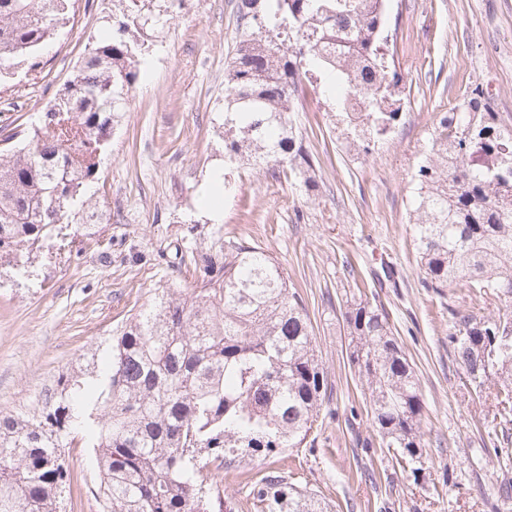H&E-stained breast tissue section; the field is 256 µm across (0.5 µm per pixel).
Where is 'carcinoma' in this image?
<instances>
[{"instance_id":"cac0c4a2","label":"carcinoma","mask_w":512,"mask_h":512,"mask_svg":"<svg viewBox=\"0 0 512 512\" xmlns=\"http://www.w3.org/2000/svg\"><path fill=\"white\" fill-rule=\"evenodd\" d=\"M152 15L123 0L112 35L88 49L37 126L0 127V269L28 273L55 239L72 246L73 218L96 235L99 202L86 193L137 76L148 21L176 17L174 0ZM77 0H0V84L75 15ZM236 49L225 71L224 158L288 167L309 192L314 161L292 123L306 86L333 106L347 147L369 152L399 122L402 76L390 50L387 0H237ZM484 155V162L471 155ZM412 209L423 283L448 306V344L464 379L512 421V128L476 84L439 118L418 164ZM194 287L155 289L112 331L104 353L58 374L41 403L0 414V512H59L71 487L66 449L91 448L107 512H214L211 468L301 447L324 406L326 374L304 300L260 246L224 239L176 247ZM349 364L365 382L367 413L391 461L421 471L424 402L385 309L346 301ZM207 449L206 456L198 450ZM258 512H327L317 494L279 470L250 479Z\"/></svg>"}]
</instances>
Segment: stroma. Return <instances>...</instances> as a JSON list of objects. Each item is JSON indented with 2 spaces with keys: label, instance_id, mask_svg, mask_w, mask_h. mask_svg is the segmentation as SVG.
Wrapping results in <instances>:
<instances>
[{
  "label": "stroma",
  "instance_id": "stroma-1",
  "mask_svg": "<svg viewBox=\"0 0 512 512\" xmlns=\"http://www.w3.org/2000/svg\"><path fill=\"white\" fill-rule=\"evenodd\" d=\"M389 10L398 18L393 47L409 95L402 121L370 154L356 155L330 103L306 90L296 123L318 161L311 193L253 162L224 160L235 0H185L175 21L149 30L127 112L91 185L109 256L81 237L71 251L38 253L31 275L0 276V412L32 410L59 372L145 307L154 288L182 282L177 242L207 235L218 221L225 236L282 263L306 302L328 380V417L276 468L320 495L328 512H512V465L499 466L488 408L448 349V306L468 299L424 287L408 222L416 165L440 116L471 84L488 87L494 111L512 127V0H390ZM117 11L115 0H79L42 53L40 80L23 67L11 79L22 105L0 112V125L31 124ZM218 171L229 186L217 220L204 196ZM357 285L384 306L421 382L425 463L416 479L384 457L361 409L342 317ZM69 468L75 483L61 512H103L92 449H70ZM242 470L213 473L224 512H255Z\"/></svg>",
  "mask_w": 512,
  "mask_h": 512
}]
</instances>
